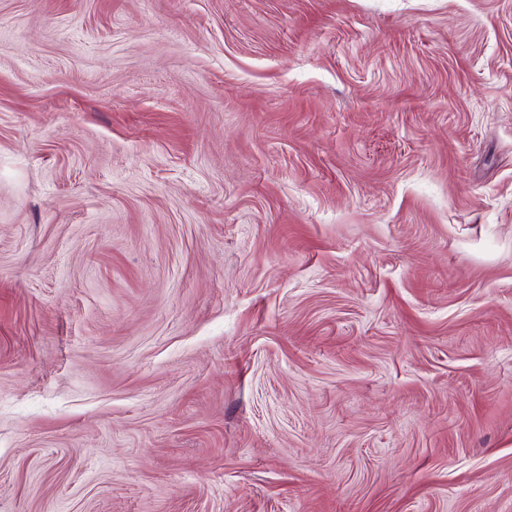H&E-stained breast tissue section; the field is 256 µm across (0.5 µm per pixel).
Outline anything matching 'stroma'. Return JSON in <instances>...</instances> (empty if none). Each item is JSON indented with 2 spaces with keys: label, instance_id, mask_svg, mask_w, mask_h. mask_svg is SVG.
<instances>
[{
  "label": "stroma",
  "instance_id": "1",
  "mask_svg": "<svg viewBox=\"0 0 512 512\" xmlns=\"http://www.w3.org/2000/svg\"><path fill=\"white\" fill-rule=\"evenodd\" d=\"M0 512H512V0H0Z\"/></svg>",
  "mask_w": 512,
  "mask_h": 512
}]
</instances>
